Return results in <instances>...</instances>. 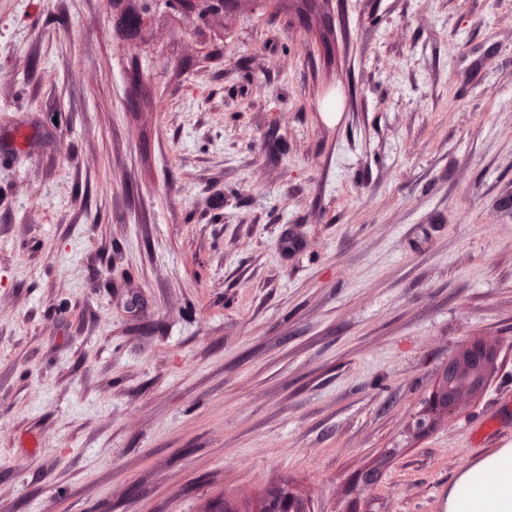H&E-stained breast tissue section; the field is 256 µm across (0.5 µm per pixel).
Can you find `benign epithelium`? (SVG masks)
<instances>
[{
  "label": "benign epithelium",
  "mask_w": 512,
  "mask_h": 512,
  "mask_svg": "<svg viewBox=\"0 0 512 512\" xmlns=\"http://www.w3.org/2000/svg\"><path fill=\"white\" fill-rule=\"evenodd\" d=\"M126 4L119 23L126 33L133 38H144L155 13L143 9L144 0H113ZM241 0H166V7L182 8L183 16L192 21L195 30H200L207 19L214 15L226 14L237 8ZM498 352L489 345L473 342L462 348L448 360L438 386L432 396L431 413L456 415L466 401L478 396L489 383L497 366ZM305 503L292 490L285 489L279 495L274 489L264 498L255 512H304Z\"/></svg>",
  "instance_id": "obj_1"
}]
</instances>
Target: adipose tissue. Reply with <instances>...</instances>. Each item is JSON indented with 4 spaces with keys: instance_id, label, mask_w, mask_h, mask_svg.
Here are the masks:
<instances>
[{
    "instance_id": "ef3b65f1",
    "label": "adipose tissue",
    "mask_w": 512,
    "mask_h": 512,
    "mask_svg": "<svg viewBox=\"0 0 512 512\" xmlns=\"http://www.w3.org/2000/svg\"><path fill=\"white\" fill-rule=\"evenodd\" d=\"M468 496L448 493V512H512V448H502L466 469L460 477Z\"/></svg>"
}]
</instances>
